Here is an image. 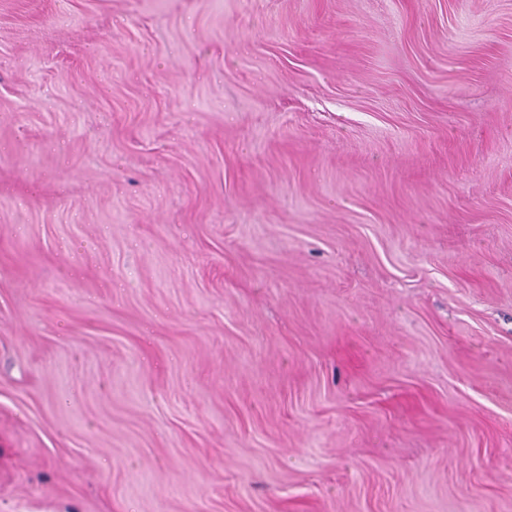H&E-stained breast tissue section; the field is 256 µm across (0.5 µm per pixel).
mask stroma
<instances>
[{"label": "stroma", "mask_w": 512, "mask_h": 512, "mask_svg": "<svg viewBox=\"0 0 512 512\" xmlns=\"http://www.w3.org/2000/svg\"><path fill=\"white\" fill-rule=\"evenodd\" d=\"M0 512H512V0H0Z\"/></svg>", "instance_id": "stroma-1"}]
</instances>
